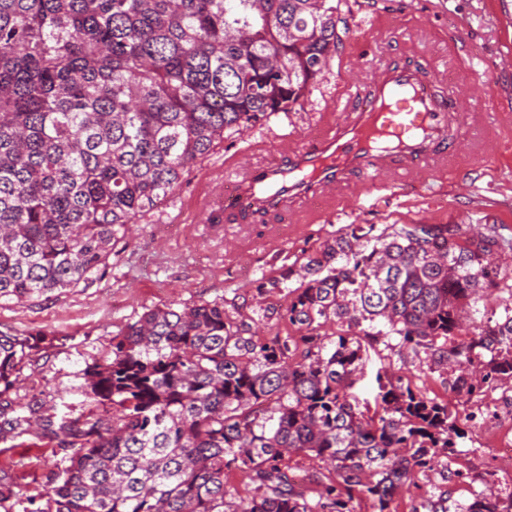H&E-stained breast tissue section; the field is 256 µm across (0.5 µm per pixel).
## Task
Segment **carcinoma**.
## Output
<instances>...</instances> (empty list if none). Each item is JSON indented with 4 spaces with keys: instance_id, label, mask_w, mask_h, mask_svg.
<instances>
[{
    "instance_id": "carcinoma-1",
    "label": "carcinoma",
    "mask_w": 512,
    "mask_h": 512,
    "mask_svg": "<svg viewBox=\"0 0 512 512\" xmlns=\"http://www.w3.org/2000/svg\"><path fill=\"white\" fill-rule=\"evenodd\" d=\"M342 0H0V300L76 288L106 266L134 219L179 186L224 134L293 112L337 56ZM512 235L496 223L348 224L279 291L295 334L261 340L222 301L146 309L83 370L88 414L11 396L45 343L0 332V442H57L66 465L45 507L23 512H376L442 467L448 489L411 512H500L451 501L464 431L448 404L382 366L361 396L368 350L451 370L468 400L512 378ZM337 330L321 332L326 325ZM332 467L297 483L290 458ZM234 472L249 480L236 496ZM23 493L0 476V509Z\"/></svg>"
}]
</instances>
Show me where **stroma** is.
Segmentation results:
<instances>
[{
    "instance_id": "obj_1",
    "label": "stroma",
    "mask_w": 512,
    "mask_h": 512,
    "mask_svg": "<svg viewBox=\"0 0 512 512\" xmlns=\"http://www.w3.org/2000/svg\"><path fill=\"white\" fill-rule=\"evenodd\" d=\"M341 16L347 27L342 46L301 109L236 132L190 164L176 192L137 218L88 282L25 305L0 302V332L50 340L23 371L17 389L23 400L40 399L57 412H87L83 369L147 308L217 300L236 319L258 320L260 338L286 333L283 321L265 319L263 311L285 309L287 291L261 294L258 282L279 276L345 225L474 224L486 218L512 233V0H343ZM394 62L427 67L438 90H454L465 105L466 136L455 152L423 170L387 173L385 189L370 197L336 196L314 222L300 204L266 220L208 223L200 199L221 194L225 176L243 157L264 161L280 156L284 144H309L322 114L353 109L357 89ZM378 353L403 380L446 402L463 420L465 437L452 466L469 479L456 486L454 499L492 491L501 505L512 504V465L496 447L512 439V380L468 402L447 387L445 373L402 362L383 346ZM488 401L497 416L467 421ZM65 455L49 445L0 443V470L24 495L39 498Z\"/></svg>"
}]
</instances>
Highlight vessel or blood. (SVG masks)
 I'll list each match as a JSON object with an SVG mask.
<instances>
[{
	"instance_id": "vessel-or-blood-1",
	"label": "vessel or blood",
	"mask_w": 512,
	"mask_h": 512,
	"mask_svg": "<svg viewBox=\"0 0 512 512\" xmlns=\"http://www.w3.org/2000/svg\"><path fill=\"white\" fill-rule=\"evenodd\" d=\"M464 134L460 104L440 98L424 68L388 65L364 88L359 106L323 126L311 146L241 165L221 198L208 202V215L220 222L321 205L357 175L372 192L382 172L424 167L454 151Z\"/></svg>"
}]
</instances>
